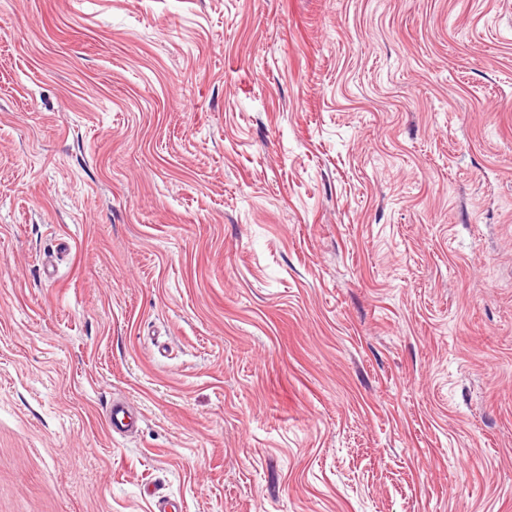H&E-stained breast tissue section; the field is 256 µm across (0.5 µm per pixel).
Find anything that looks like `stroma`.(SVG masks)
<instances>
[{"label":"stroma","instance_id":"obj_1","mask_svg":"<svg viewBox=\"0 0 512 512\" xmlns=\"http://www.w3.org/2000/svg\"><path fill=\"white\" fill-rule=\"evenodd\" d=\"M158 496L512 512V0H0V512ZM104 419L108 430L115 437H124L135 432L139 425V414L126 402L113 400L106 405Z\"/></svg>","mask_w":512,"mask_h":512}]
</instances>
